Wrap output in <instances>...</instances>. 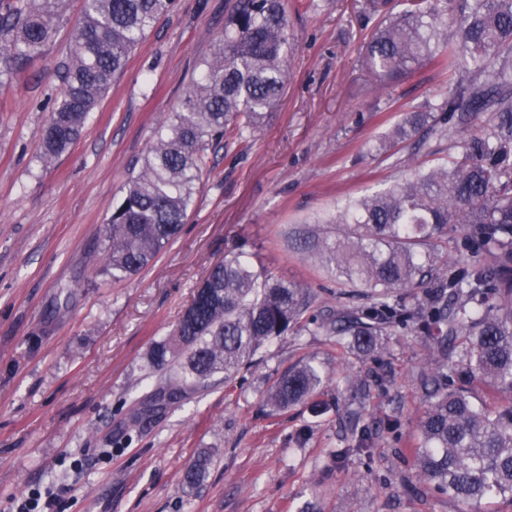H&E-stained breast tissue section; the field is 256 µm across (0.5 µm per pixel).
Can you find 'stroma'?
Instances as JSON below:
<instances>
[{
  "label": "stroma",
  "mask_w": 512,
  "mask_h": 512,
  "mask_svg": "<svg viewBox=\"0 0 512 512\" xmlns=\"http://www.w3.org/2000/svg\"><path fill=\"white\" fill-rule=\"evenodd\" d=\"M228 0H174L136 46L69 151L44 164L38 141L72 48L63 27L45 55L0 87V512L34 488L59 493L55 512H459L412 476L424 410L418 374L433 352L410 329L361 357L295 328L257 352L232 389L223 382L165 412L142 415L161 379L147 360L210 268L230 250L307 288V316L368 305V289L331 274L300 231L336 236L348 201L418 170L452 166L486 113H456L379 154L404 113L447 96L455 77L434 65L387 92L361 49L399 0H314L289 11L288 85L269 124L209 147L179 237L135 277L107 270L105 221L161 123L182 103L224 31ZM327 382L322 412H272L264 395L299 361ZM377 432L370 453L337 462L353 412ZM207 474L182 476L199 454Z\"/></svg>",
  "instance_id": "stroma-1"
}]
</instances>
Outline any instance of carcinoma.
Listing matches in <instances>:
<instances>
[{
	"instance_id": "1",
	"label": "carcinoma",
	"mask_w": 512,
	"mask_h": 512,
	"mask_svg": "<svg viewBox=\"0 0 512 512\" xmlns=\"http://www.w3.org/2000/svg\"><path fill=\"white\" fill-rule=\"evenodd\" d=\"M64 0H0V83L40 59L64 22ZM406 8L374 29L365 66L388 90L426 63L451 71L448 96L410 112L395 143L437 124L436 113L489 112V133L464 141L454 167L418 172L386 192L355 199L341 223L353 231L316 243L329 268L367 285L368 306L305 324L358 354L380 336L411 324L430 336L436 359L423 374L426 409L411 449L415 477L472 512L483 503L512 502V0H405ZM172 0H83L72 27L73 48L61 64V99L39 142L47 163L80 136ZM452 14L451 22L444 16ZM453 31H448V26ZM286 0H233L224 35L180 109L124 186L105 228L112 280L136 275L185 223L206 166L207 141L243 136L266 125L288 82ZM453 225L459 258L439 268L426 253ZM413 291L407 305L401 294ZM305 289L265 273L241 252L214 265L170 336L150 347L148 361L175 379L157 388L171 397L196 392L222 376L224 387L260 349L301 323ZM311 361L286 369L267 390L274 412L322 394ZM366 452L367 429L353 431ZM209 457H197L183 485L200 483Z\"/></svg>"
}]
</instances>
